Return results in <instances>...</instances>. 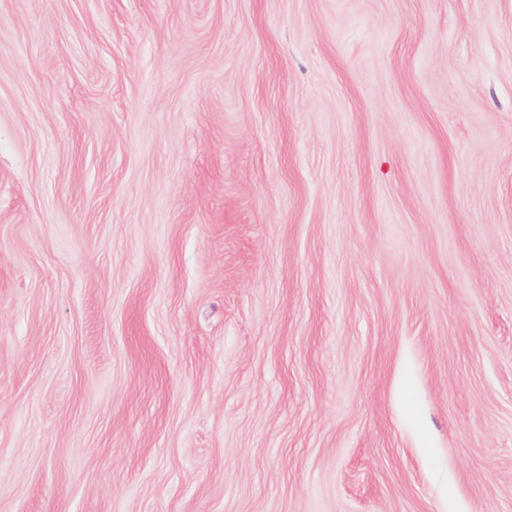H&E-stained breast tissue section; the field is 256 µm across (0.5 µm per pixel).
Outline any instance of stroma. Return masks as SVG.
I'll return each mask as SVG.
<instances>
[{
	"instance_id": "obj_1",
	"label": "stroma",
	"mask_w": 512,
	"mask_h": 512,
	"mask_svg": "<svg viewBox=\"0 0 512 512\" xmlns=\"http://www.w3.org/2000/svg\"><path fill=\"white\" fill-rule=\"evenodd\" d=\"M0 512H512V0H0Z\"/></svg>"
}]
</instances>
